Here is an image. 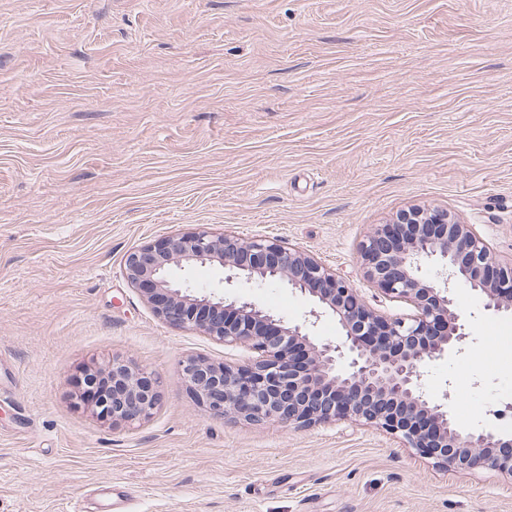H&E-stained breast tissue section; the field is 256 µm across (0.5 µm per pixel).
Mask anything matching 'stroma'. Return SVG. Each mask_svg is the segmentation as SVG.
<instances>
[{
    "mask_svg": "<svg viewBox=\"0 0 512 512\" xmlns=\"http://www.w3.org/2000/svg\"><path fill=\"white\" fill-rule=\"evenodd\" d=\"M411 205L512 260V0H0V512H68L105 486L131 512H512V478L372 428L211 415L183 360L248 350L167 325L124 273L132 248L199 227L276 237L408 314L359 244ZM175 276L287 322L312 307L209 265ZM455 301L469 338L422 387L512 434V316ZM115 358L157 377L148 421L81 401Z\"/></svg>",
    "mask_w": 512,
    "mask_h": 512,
    "instance_id": "stroma-1",
    "label": "stroma"
}]
</instances>
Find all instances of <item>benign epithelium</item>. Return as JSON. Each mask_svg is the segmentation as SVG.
Masks as SVG:
<instances>
[{"mask_svg": "<svg viewBox=\"0 0 512 512\" xmlns=\"http://www.w3.org/2000/svg\"><path fill=\"white\" fill-rule=\"evenodd\" d=\"M364 275L383 297L415 309L389 317L314 256L277 238L244 240L203 229L128 252L125 274L164 322L193 329L253 358L215 364L190 357L183 375L213 415L252 425L294 429L351 421L398 438L414 454L461 471L512 478V436L461 426L448 408L423 393L425 361L462 350L469 334L454 309V291L468 288L484 308L512 315V261L504 263L470 224L443 208L411 207L378 224L361 241ZM440 266V282L422 275ZM219 265L224 281H283L309 297L310 316L330 314L341 341L323 342L252 301L198 296L169 277L171 268ZM84 394L96 416L112 424L150 418L160 404L157 379L114 358L87 373Z\"/></svg>", "mask_w": 512, "mask_h": 512, "instance_id": "7a95c632", "label": "benign epithelium"}]
</instances>
